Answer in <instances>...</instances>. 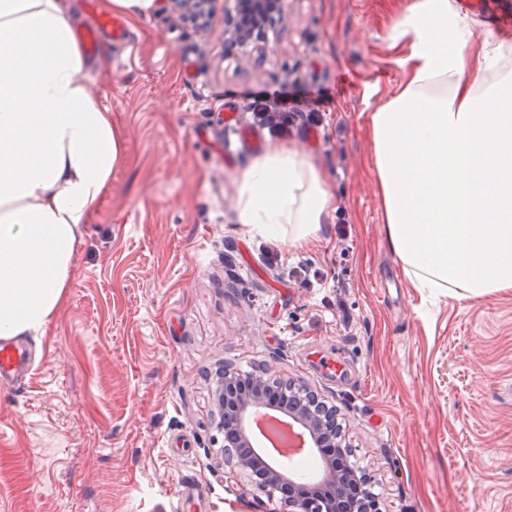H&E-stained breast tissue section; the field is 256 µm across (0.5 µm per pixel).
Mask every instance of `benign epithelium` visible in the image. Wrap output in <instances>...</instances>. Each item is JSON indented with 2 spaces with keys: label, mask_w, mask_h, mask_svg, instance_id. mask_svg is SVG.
Masks as SVG:
<instances>
[{
  "label": "benign epithelium",
  "mask_w": 512,
  "mask_h": 512,
  "mask_svg": "<svg viewBox=\"0 0 512 512\" xmlns=\"http://www.w3.org/2000/svg\"><path fill=\"white\" fill-rule=\"evenodd\" d=\"M284 15V0H234L233 9L225 12V30L231 33L233 44L244 48L257 30L282 21ZM272 384L264 371L251 373L247 382L230 368L215 376L212 397L217 427L231 430L230 438L224 441V461L245 475L251 474L258 456L252 448L258 423L254 411L266 406L265 391ZM278 386L283 395L281 411L299 430L301 447L316 449L324 468L316 480L302 485L272 467L265 470L264 481L256 489L270 501L288 491L291 512H356L352 471L339 451L343 443L337 433V410L329 409L314 391L297 390L286 381Z\"/></svg>",
  "instance_id": "7a95c632"
}]
</instances>
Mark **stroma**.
<instances>
[{
  "label": "stroma",
  "mask_w": 512,
  "mask_h": 512,
  "mask_svg": "<svg viewBox=\"0 0 512 512\" xmlns=\"http://www.w3.org/2000/svg\"><path fill=\"white\" fill-rule=\"evenodd\" d=\"M410 0H286L229 43L126 10L87 88L123 158L90 214L25 385L0 384V512H288L224 464L210 374L269 366L336 406L381 512H512V289L416 288L390 250L367 117L403 78L391 32ZM322 113L285 143L322 168L327 224L291 248L237 221L240 172L274 142L259 94ZM250 126L232 162L224 117Z\"/></svg>",
  "instance_id": "1"
}]
</instances>
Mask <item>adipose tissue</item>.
<instances>
[{
  "instance_id": "obj_1",
  "label": "adipose tissue",
  "mask_w": 512,
  "mask_h": 512,
  "mask_svg": "<svg viewBox=\"0 0 512 512\" xmlns=\"http://www.w3.org/2000/svg\"><path fill=\"white\" fill-rule=\"evenodd\" d=\"M70 0H0V338L44 329L122 154L87 91ZM404 81L369 113L388 244L421 288L512 289V68L474 53L451 0H410ZM333 209L321 167L284 144L239 177L237 220L296 247Z\"/></svg>"
}]
</instances>
